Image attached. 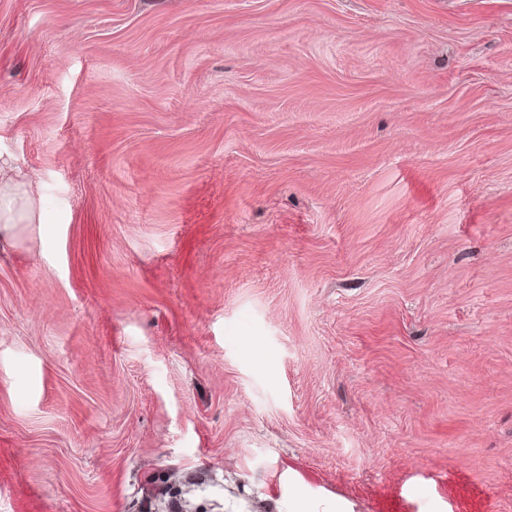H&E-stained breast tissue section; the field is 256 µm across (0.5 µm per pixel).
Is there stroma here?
<instances>
[{
	"instance_id": "35a3bbf8",
	"label": "stroma",
	"mask_w": 512,
	"mask_h": 512,
	"mask_svg": "<svg viewBox=\"0 0 512 512\" xmlns=\"http://www.w3.org/2000/svg\"><path fill=\"white\" fill-rule=\"evenodd\" d=\"M0 155V512H512V0H0ZM39 185L32 175L23 174L0 155V239L9 235L16 224H32ZM322 502L317 501L309 493L300 489V492L288 496V511L280 510L278 501H273L275 512H345L346 510L338 502L326 503L321 509Z\"/></svg>"
}]
</instances>
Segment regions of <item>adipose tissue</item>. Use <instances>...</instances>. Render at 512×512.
Instances as JSON below:
<instances>
[{
	"label": "adipose tissue",
	"instance_id": "obj_1",
	"mask_svg": "<svg viewBox=\"0 0 512 512\" xmlns=\"http://www.w3.org/2000/svg\"><path fill=\"white\" fill-rule=\"evenodd\" d=\"M39 192L36 179L0 156V238L19 224L34 220V203Z\"/></svg>",
	"mask_w": 512,
	"mask_h": 512
}]
</instances>
